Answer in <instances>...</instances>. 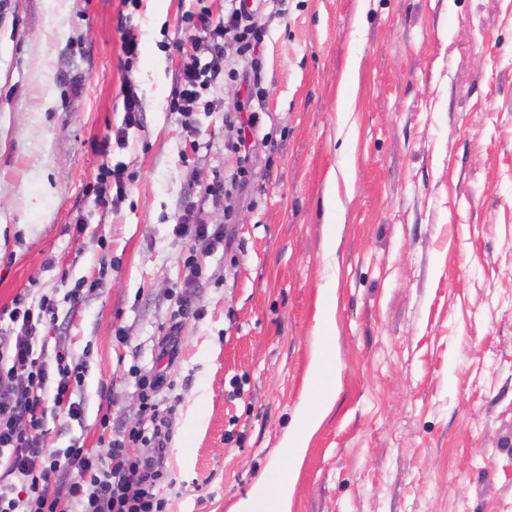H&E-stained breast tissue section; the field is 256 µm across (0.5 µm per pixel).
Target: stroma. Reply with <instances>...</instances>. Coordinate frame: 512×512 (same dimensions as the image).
Segmentation results:
<instances>
[{
    "mask_svg": "<svg viewBox=\"0 0 512 512\" xmlns=\"http://www.w3.org/2000/svg\"><path fill=\"white\" fill-rule=\"evenodd\" d=\"M231 6L0 0V307L53 296L48 340L87 366L85 417L47 411L48 446L95 447L105 405L117 429L163 420L169 512H235L285 471L288 512H512V0H257L267 141L228 221L232 35L191 123L169 104L182 52L214 57L187 18ZM188 207L225 237L179 320ZM326 293L335 399L297 460ZM157 371L153 418L139 380ZM126 125L137 124L142 112L141 99L134 85L127 83L123 87ZM320 419V414L317 410L307 409L302 419L297 423L294 432L289 433L285 440L284 448L288 452V455L293 457H299L304 451L303 439L316 428Z\"/></svg>",
    "mask_w": 512,
    "mask_h": 512,
    "instance_id": "obj_1",
    "label": "stroma"
}]
</instances>
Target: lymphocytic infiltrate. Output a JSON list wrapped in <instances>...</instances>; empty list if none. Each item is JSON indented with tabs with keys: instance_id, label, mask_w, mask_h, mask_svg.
Returning <instances> with one entry per match:
<instances>
[{
	"instance_id": "1",
	"label": "lymphocytic infiltrate",
	"mask_w": 512,
	"mask_h": 512,
	"mask_svg": "<svg viewBox=\"0 0 512 512\" xmlns=\"http://www.w3.org/2000/svg\"><path fill=\"white\" fill-rule=\"evenodd\" d=\"M250 19V10L242 4L225 15L221 25L211 26L208 15L202 13L187 29L191 35L208 30L216 38L231 32L239 44L244 67L228 71L227 76L244 87L245 99L224 115L228 133L224 146L236 154L238 162L231 186L239 191L250 179L257 150L258 117L252 102L261 84L256 57L260 35ZM209 73L196 57L183 60L175 104L182 116L196 111ZM55 311V301L47 295L35 302L19 296L10 308H0V322L7 324L6 334L0 336V512H167L166 500L152 491L168 474V438L161 427L149 434L131 431L123 441L113 438L110 416L103 413L96 447L76 442L64 449L47 448V407L72 420L81 419L85 412L78 395L85 364L73 361L61 342L52 355L34 353L37 328L53 325ZM130 441L150 447V455L128 454ZM62 471L72 475L63 485L57 482Z\"/></svg>"
}]
</instances>
